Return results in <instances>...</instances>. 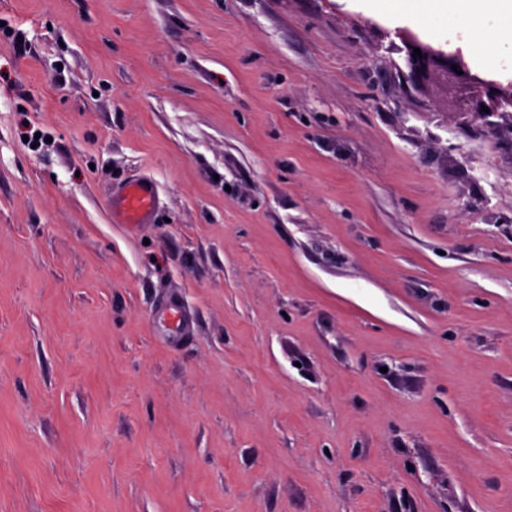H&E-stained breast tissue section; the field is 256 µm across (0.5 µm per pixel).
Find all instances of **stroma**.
Here are the masks:
<instances>
[{"label":"stroma","mask_w":512,"mask_h":512,"mask_svg":"<svg viewBox=\"0 0 512 512\" xmlns=\"http://www.w3.org/2000/svg\"><path fill=\"white\" fill-rule=\"evenodd\" d=\"M443 26L0 0V512H512V114L405 78ZM157 204L158 190L151 179L126 180L112 191L111 220L115 224H151Z\"/></svg>","instance_id":"35a3bbf8"}]
</instances>
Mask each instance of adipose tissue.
Masks as SVG:
<instances>
[{
	"label": "adipose tissue",
	"mask_w": 512,
	"mask_h": 512,
	"mask_svg": "<svg viewBox=\"0 0 512 512\" xmlns=\"http://www.w3.org/2000/svg\"><path fill=\"white\" fill-rule=\"evenodd\" d=\"M427 10L444 16V31L462 38L481 65L512 66V0H420Z\"/></svg>",
	"instance_id": "ef3b65f1"
}]
</instances>
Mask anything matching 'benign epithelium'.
<instances>
[{"label":"benign epithelium","mask_w":512,"mask_h":512,"mask_svg":"<svg viewBox=\"0 0 512 512\" xmlns=\"http://www.w3.org/2000/svg\"><path fill=\"white\" fill-rule=\"evenodd\" d=\"M416 48L420 49L422 57L414 55ZM406 49L407 67L413 81L423 83L431 77H437L458 84L464 81L480 85L481 93L469 99L470 109L483 113V108H488L489 112L484 113L486 118L502 110L512 109V86L485 80L471 73L461 53H448L412 37L407 39Z\"/></svg>","instance_id":"benign-epithelium-1"}]
</instances>
